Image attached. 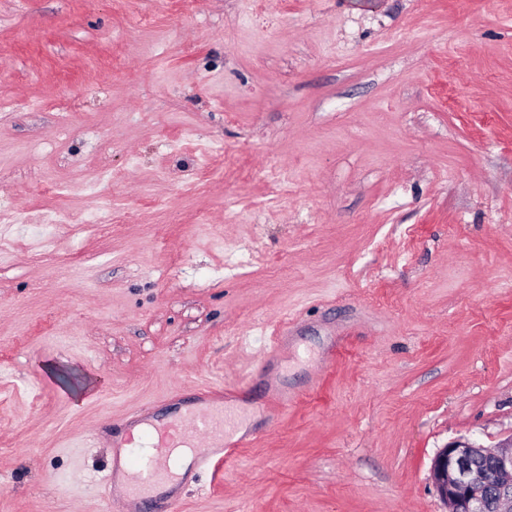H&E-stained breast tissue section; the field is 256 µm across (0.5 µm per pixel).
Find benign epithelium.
I'll return each instance as SVG.
<instances>
[{
	"label": "benign epithelium",
	"mask_w": 512,
	"mask_h": 512,
	"mask_svg": "<svg viewBox=\"0 0 512 512\" xmlns=\"http://www.w3.org/2000/svg\"><path fill=\"white\" fill-rule=\"evenodd\" d=\"M488 454L476 441L455 439L433 459L431 478L448 512H512V437Z\"/></svg>",
	"instance_id": "7a95c632"
}]
</instances>
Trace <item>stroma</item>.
Returning <instances> with one entry per match:
<instances>
[{"instance_id":"35a3bbf8","label":"stroma","mask_w":512,"mask_h":512,"mask_svg":"<svg viewBox=\"0 0 512 512\" xmlns=\"http://www.w3.org/2000/svg\"><path fill=\"white\" fill-rule=\"evenodd\" d=\"M1 211L0 512H112L110 421L215 382L181 512H448L512 436V0H0ZM483 444L455 439L433 459L431 478L448 512L512 511V453L487 454Z\"/></svg>"}]
</instances>
